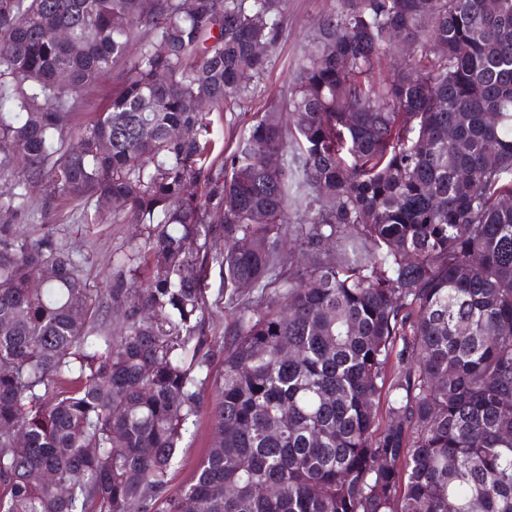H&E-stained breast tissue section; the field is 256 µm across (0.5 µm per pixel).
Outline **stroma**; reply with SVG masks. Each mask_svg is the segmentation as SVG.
Here are the masks:
<instances>
[{
	"label": "stroma",
	"mask_w": 512,
	"mask_h": 512,
	"mask_svg": "<svg viewBox=\"0 0 512 512\" xmlns=\"http://www.w3.org/2000/svg\"><path fill=\"white\" fill-rule=\"evenodd\" d=\"M340 7L339 0H288L283 31L265 75L258 81L248 100L235 111L210 113V137L216 151L231 152L245 128L261 115L270 101H284L288 78L301 58L321 21ZM117 88L116 72L101 75L83 93L74 110L75 125L90 122L96 113L110 103ZM30 205L23 214L0 211V222L13 221L28 231L42 221H50L57 237L82 265L90 287L107 288L127 255L133 254L140 239L141 227L124 224L104 216L101 223H85L83 208L78 202L63 198L53 201L50 210H43L41 187H28ZM207 308L205 314L206 350L210 353V381L201 388V406L194 425L185 434L178 458L167 484L168 494L178 493L190 479L203 458L211 437L210 413L216 399L215 377L224 370V327L231 321L233 310L228 304L229 291L218 264H210L205 272Z\"/></svg>",
	"instance_id": "obj_1"
}]
</instances>
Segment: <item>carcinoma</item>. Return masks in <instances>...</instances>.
<instances>
[{
	"instance_id": "cac0c4a2",
	"label": "carcinoma",
	"mask_w": 512,
	"mask_h": 512,
	"mask_svg": "<svg viewBox=\"0 0 512 512\" xmlns=\"http://www.w3.org/2000/svg\"><path fill=\"white\" fill-rule=\"evenodd\" d=\"M285 10L0 0V208L40 184L98 224L104 201L147 265L101 291L49 222L0 224V512H512V0H341L288 122L269 103L217 171L207 115L248 96ZM211 261L235 314L168 497ZM117 73L116 69L101 75L83 92L79 104L73 111L76 126L90 122L96 113L102 112L110 103L113 92L117 88Z\"/></svg>"
}]
</instances>
